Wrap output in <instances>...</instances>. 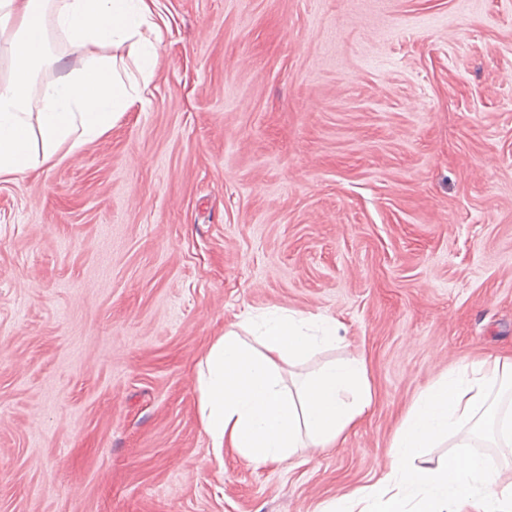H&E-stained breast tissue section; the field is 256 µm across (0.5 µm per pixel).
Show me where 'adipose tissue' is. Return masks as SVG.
Returning a JSON list of instances; mask_svg holds the SVG:
<instances>
[{
    "mask_svg": "<svg viewBox=\"0 0 512 512\" xmlns=\"http://www.w3.org/2000/svg\"><path fill=\"white\" fill-rule=\"evenodd\" d=\"M150 23L146 0H0V52L10 58L0 82V178L51 164L107 130L153 71L156 52L141 32ZM52 31L85 64L38 88L37 70L62 62L48 53ZM109 43L128 45L139 74L98 55ZM246 323L253 337L225 330L198 364L201 420L214 448L232 449L259 468L302 448L336 447L372 405L366 360L328 362L290 386L281 368L335 342L336 318L280 309ZM511 385L510 352L442 375L396 429L390 473L322 512H374L379 501L384 512H512V488L498 487L482 457L422 456L441 440L482 434L488 424L495 447L511 448L512 407L500 409L493 395Z\"/></svg>",
    "mask_w": 512,
    "mask_h": 512,
    "instance_id": "obj_1",
    "label": "adipose tissue"
}]
</instances>
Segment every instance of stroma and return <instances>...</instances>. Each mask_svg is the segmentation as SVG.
<instances>
[{
	"instance_id": "1",
	"label": "stroma",
	"mask_w": 512,
	"mask_h": 512,
	"mask_svg": "<svg viewBox=\"0 0 512 512\" xmlns=\"http://www.w3.org/2000/svg\"><path fill=\"white\" fill-rule=\"evenodd\" d=\"M148 88L0 181V512H319L448 370L512 349V0H154ZM336 318L338 447L217 459L194 368L245 313Z\"/></svg>"
}]
</instances>
